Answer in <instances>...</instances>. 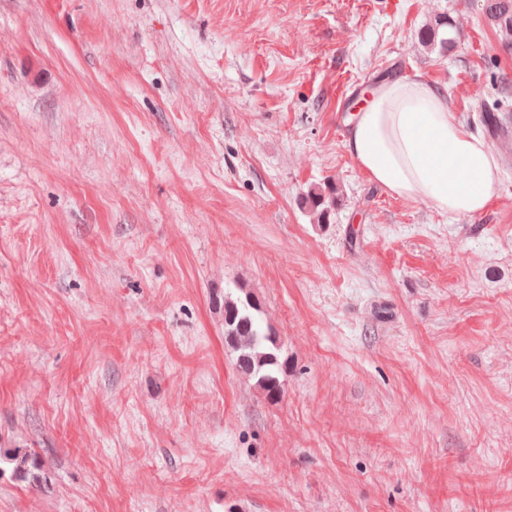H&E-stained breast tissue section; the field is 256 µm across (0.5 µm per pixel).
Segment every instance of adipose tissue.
Wrapping results in <instances>:
<instances>
[{
  "label": "adipose tissue",
  "instance_id": "1",
  "mask_svg": "<svg viewBox=\"0 0 512 512\" xmlns=\"http://www.w3.org/2000/svg\"><path fill=\"white\" fill-rule=\"evenodd\" d=\"M344 148L377 187L454 216L483 213L501 178L498 152L418 75L379 85Z\"/></svg>",
  "mask_w": 512,
  "mask_h": 512
}]
</instances>
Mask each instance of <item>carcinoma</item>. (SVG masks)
<instances>
[{
	"instance_id": "carcinoma-1",
	"label": "carcinoma",
	"mask_w": 512,
	"mask_h": 512,
	"mask_svg": "<svg viewBox=\"0 0 512 512\" xmlns=\"http://www.w3.org/2000/svg\"><path fill=\"white\" fill-rule=\"evenodd\" d=\"M485 15L499 31L505 44L512 47V0H485ZM458 32L449 18H438L421 29L419 41L425 46H439L448 51L456 46ZM303 203L318 225H326L336 209V188L330 184L308 189ZM273 333L263 328L261 308L253 303L252 295L239 289L238 295L224 294V339L236 353L237 371L253 380L264 396L277 400L284 393L283 364L280 346ZM7 465L12 475L28 483L39 480L36 459L26 448L0 449V464Z\"/></svg>"
}]
</instances>
